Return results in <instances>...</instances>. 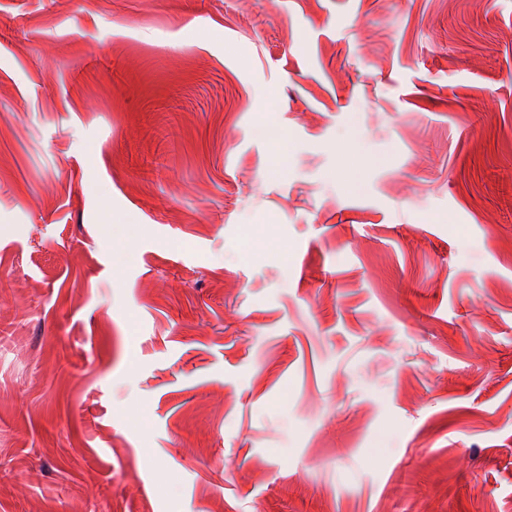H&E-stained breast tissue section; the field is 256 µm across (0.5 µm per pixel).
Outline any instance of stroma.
<instances>
[{
	"label": "stroma",
	"mask_w": 512,
	"mask_h": 512,
	"mask_svg": "<svg viewBox=\"0 0 512 512\" xmlns=\"http://www.w3.org/2000/svg\"><path fill=\"white\" fill-rule=\"evenodd\" d=\"M0 512H512V0H0Z\"/></svg>",
	"instance_id": "obj_1"
}]
</instances>
